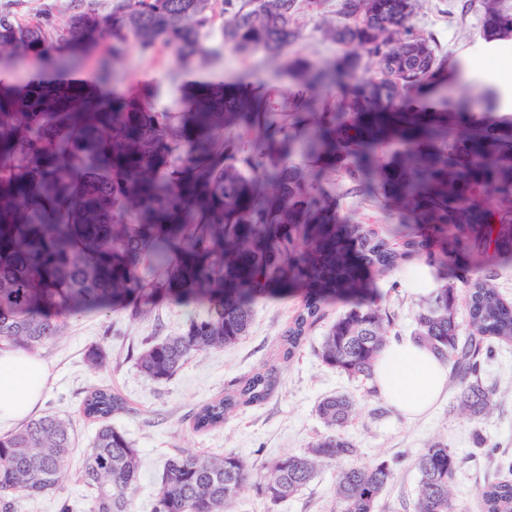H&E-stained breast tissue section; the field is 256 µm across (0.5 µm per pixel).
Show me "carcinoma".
I'll use <instances>...</instances> for the list:
<instances>
[{
    "instance_id": "cac0c4a2",
    "label": "carcinoma",
    "mask_w": 512,
    "mask_h": 512,
    "mask_svg": "<svg viewBox=\"0 0 512 512\" xmlns=\"http://www.w3.org/2000/svg\"><path fill=\"white\" fill-rule=\"evenodd\" d=\"M212 0H74L69 25L0 11V54L20 49L49 61L46 81L0 83V345L29 354L63 333L69 317L112 304L133 316L167 301L207 309L175 336L148 341L136 366L166 381L193 354L247 335L254 303L301 291L280 334L277 354L291 361L321 323L330 299L358 294L364 273L384 279L416 260L434 267L463 254L476 270L465 295L443 284L416 313L413 340L451 364L459 408L476 421L491 406L480 379L489 341L512 342V303L485 273L494 257L512 262V115L486 117L448 101V59L430 36L414 31L417 0H341L332 38L342 51L340 99L310 120L307 94L328 86L332 71L290 61L299 104L277 113L257 84L236 95L195 87L193 110L177 116L149 99L112 96L103 103L71 81L93 64L102 84L129 38L145 52L173 50L182 61L207 56ZM221 44L239 54H278L302 38L296 17L322 0H222ZM486 40L512 36V11L488 7ZM360 49L378 70L355 77ZM243 123L255 133H234ZM392 148L376 163L375 150ZM301 153L303 169L291 162ZM344 170L350 194L398 216L395 224H343L324 189ZM465 302L470 331L460 335ZM389 341L375 304L336 316L320 346L322 361L355 378H373ZM279 380L261 368L199 406L192 428L224 424L242 407L266 401ZM128 411L108 386L87 391L80 413L98 421L80 481L94 489L88 512H133L142 462L112 416ZM327 432L285 454L257 476L275 508L301 492L320 466L336 462L339 512H376L394 467L365 465L344 434L353 404L344 395L316 409ZM72 453L69 421L56 414L28 420L0 436V512L54 489ZM417 512H457L450 481L456 456L442 442L416 459ZM251 476L247 462L177 451L165 462L152 512H227ZM484 512H512V483L480 490Z\"/></svg>"
}]
</instances>
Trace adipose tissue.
<instances>
[{
    "instance_id": "adipose-tissue-1",
    "label": "adipose tissue",
    "mask_w": 512,
    "mask_h": 512,
    "mask_svg": "<svg viewBox=\"0 0 512 512\" xmlns=\"http://www.w3.org/2000/svg\"><path fill=\"white\" fill-rule=\"evenodd\" d=\"M46 377V367L34 357L0 351V423L29 415L43 396ZM374 378L385 401L414 419L427 413L443 395L448 366L413 341L393 342L378 358Z\"/></svg>"
}]
</instances>
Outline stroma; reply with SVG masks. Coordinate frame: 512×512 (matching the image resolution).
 <instances>
[{
    "mask_svg": "<svg viewBox=\"0 0 512 512\" xmlns=\"http://www.w3.org/2000/svg\"><path fill=\"white\" fill-rule=\"evenodd\" d=\"M483 3L419 0L413 19L416 31L433 34L449 61H465L467 76L455 80L452 86L460 100H472L477 81L487 77L480 50L484 42L480 32ZM0 9L22 18L46 15L59 26L66 25L72 14L71 0H0ZM338 21L336 0H323L317 11L299 15L302 38L293 52L266 56L259 62L222 49L185 66L173 51L160 48L145 53L132 39L116 65L121 81L114 92L126 97L148 96L157 108L178 113L188 106L190 81L223 86L261 81L271 89L272 103L285 110L295 87L288 73L292 54L318 67L332 66L340 47L329 30ZM348 186L339 175L326 183L340 214L354 224L384 223L382 211L348 194ZM367 297L387 312L392 339L410 338L423 297L406 287L403 272L370 280ZM299 304L296 296L259 299L254 304L250 330L238 343L190 356L170 380L160 383L139 373L135 352L147 337L181 332L197 315V308L164 301L137 320L118 307L69 317L63 335L35 354L48 371L37 412L70 418L75 449L63 481L53 492L25 503L22 512H60L65 503L73 512H85L88 507L93 492L78 481L77 471L97 425L80 415L79 406L86 390L98 385L119 390L130 402V411L113 417L112 423L127 433L142 459L133 512H150L164 463L175 451H232L257 473L281 455L309 448L325 431L316 415V405L331 394L346 395L354 404L353 421L346 434L356 444L360 461L395 463L394 478L379 501L378 512H415L419 484L415 460L436 441L447 444L457 458L452 491L458 512H481L480 489L503 478L512 479V343L494 344L490 357L482 361L481 380L492 396V405L480 420H470L460 412L456 402L459 385L452 380L444 397L428 414L409 421L374 392L373 381L349 377L322 362L318 349L325 328L320 325L310 332L292 362L278 365V385L265 402L240 408L222 428L193 430L191 415L200 404L221 395L260 365H277L274 349L278 337ZM96 347L107 353L100 365L86 359L88 350ZM336 471L333 464L323 467L315 480L283 503L278 512H338L333 493Z\"/></svg>",
    "mask_w": 512,
    "mask_h": 512,
    "instance_id": "stroma-1",
    "label": "stroma"
}]
</instances>
